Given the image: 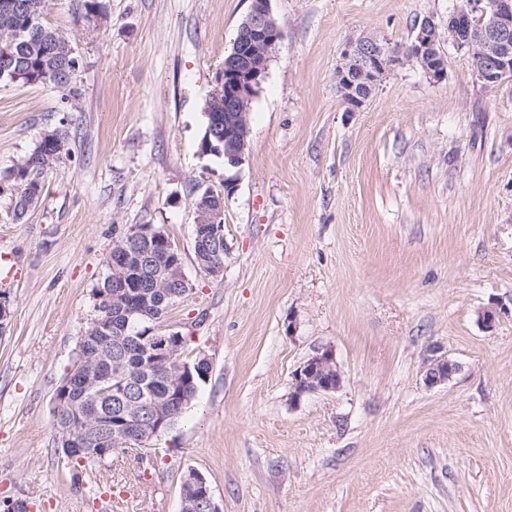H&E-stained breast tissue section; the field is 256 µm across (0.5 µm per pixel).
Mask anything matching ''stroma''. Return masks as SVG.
<instances>
[{"mask_svg": "<svg viewBox=\"0 0 512 512\" xmlns=\"http://www.w3.org/2000/svg\"><path fill=\"white\" fill-rule=\"evenodd\" d=\"M106 3L91 20L48 0L42 18L79 59L77 98L0 83V176L70 132L23 221L0 193V502L99 512L108 490L124 512H181L192 469L222 512H512V78L484 86L444 40L441 83L405 60L352 112L335 78L349 41L403 50L426 17L444 36L461 0H271L283 36L238 168L199 143L250 0ZM226 182L217 281L195 259L194 199ZM135 224L177 246L192 289L162 329L211 373L157 456H113L77 488L55 392ZM326 348L340 389L293 400V371ZM441 355L459 369L426 385Z\"/></svg>", "mask_w": 512, "mask_h": 512, "instance_id": "35a3bbf8", "label": "stroma"}]
</instances>
